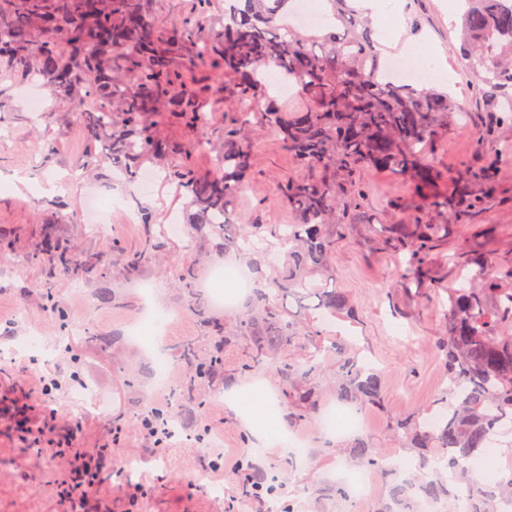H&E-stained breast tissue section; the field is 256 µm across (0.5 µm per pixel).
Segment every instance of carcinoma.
Listing matches in <instances>:
<instances>
[{"label":"carcinoma","mask_w":512,"mask_h":512,"mask_svg":"<svg viewBox=\"0 0 512 512\" xmlns=\"http://www.w3.org/2000/svg\"><path fill=\"white\" fill-rule=\"evenodd\" d=\"M158 0H0V74L36 75L52 94L49 120L82 126L86 140L112 157L114 178L136 181L141 161L164 165V177L186 198L196 233L216 241L224 253L249 260L261 272L265 259L245 224L231 221L230 208L250 175L254 142L247 116L262 106L264 124L274 132L307 175L278 185L273 197L297 214L288 224L285 269L273 280L259 275L241 317L229 329L209 314L197 289L195 265L175 270L188 305L198 317L200 335L184 337L176 357L183 372L172 386L174 403L152 406L139 421L169 426L204 410L211 387L225 382L224 347L241 350L243 373L275 364L289 418L307 424L318 410L325 364L332 362L336 396L346 404L381 405L377 372L346 342L338 341L317 320L350 309L348 297L314 284L309 277L332 276L330 259L336 239L332 224H365V191L360 171L371 167L410 180L417 199L414 221L423 230L412 240L398 226L379 230L382 243L411 252L401 276L424 279L423 255L434 241L448 236V225L435 224L432 213L444 212L465 224L494 192L495 162L466 166L446 194L436 191L438 172L424 162L420 145L448 127V116L463 111L448 93L417 88L385 78L370 25L348 7L347 0H327L343 31L305 36L286 26L293 0H236L224 12L217 43L198 35L211 0H191V11L177 31L164 36L150 17ZM461 49L491 112H512V8L498 0H463L458 26ZM274 67L282 80L296 85L309 101L286 112L265 89L264 68ZM222 72L224 103L241 114L240 126L220 141L207 136L200 106L198 77ZM172 106V113L197 133L192 142H170L152 134L151 118ZM215 152L217 171L199 176L187 157L200 146ZM162 247L151 236L123 258L128 271L138 270ZM30 259L88 281L111 263L107 253L75 256L58 240H34ZM483 281L495 282L496 265L479 254L471 259ZM466 275L448 294V335L440 341L446 357L448 388L440 409L429 418L398 419L393 432L405 448L427 452L424 471L403 478L396 467L366 441L352 446L353 463L378 469L389 484L390 498L381 512H421L427 505H448V512H498L512 500V475L490 480L472 472L471 462L488 449L490 435L512 428V288H476ZM492 291L493 307L482 301ZM443 462L448 477L430 466ZM254 470L242 483L239 498L249 502L272 496L275 478Z\"/></svg>","instance_id":"carcinoma-1"}]
</instances>
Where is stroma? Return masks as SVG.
<instances>
[{"label":"stroma","mask_w":512,"mask_h":512,"mask_svg":"<svg viewBox=\"0 0 512 512\" xmlns=\"http://www.w3.org/2000/svg\"><path fill=\"white\" fill-rule=\"evenodd\" d=\"M455 0H404L399 17L391 19L401 40L421 39L451 76L449 93L465 107L446 133L427 141L424 160L441 175L437 189L447 192L448 182L465 165L496 162V187L485 206L467 223L448 227L447 240L438 242L425 257L430 279L425 283L402 279L398 256L378 242L380 227L396 224L416 234L415 199L408 180L387 171L366 168L360 179L368 190L365 209L370 221L336 228L333 283L350 300V311L323 323L328 335L351 344L371 359L380 377L384 406L362 408L359 429L324 435L320 420L298 427L282 407L262 409L254 420L242 417L232 398L244 384L236 378L215 388L208 399L203 423L210 425L206 438H198V425H182V437L170 447H147L135 418L148 403L147 394L158 361H167L171 378L181 367L173 350L186 336L196 335L198 319L184 306L183 293L173 280L182 264L198 270L223 264L213 241L187 227L189 215L174 186L156 181L151 188L133 183L121 196H136L153 217L156 233L171 224H185L177 246H169L136 274L158 288L161 308L173 318L159 320L146 349L130 345L125 329L140 312V294L128 279L106 271L90 283L49 274L26 260V241L50 224L76 255L139 246L144 227L129 224L120 207L109 211L101 231L84 222L79 203L94 193L109 199L112 164L106 157L91 158V145L75 124L38 120L23 98L40 90L36 77L8 81L7 105L0 109V345L12 343L16 354L0 359V512H64L61 494L70 479V454L43 450L25 419L50 423L57 438H64L70 423L80 422L78 447L95 449L98 465L94 491L73 503V512H242L231 475L202 472L211 454L249 453L264 468H277L284 492L295 512H380L388 498V485L380 471L365 470L363 497L337 498L335 486L346 485L354 468L349 452L364 440L395 459L400 469L416 471L419 455L400 448L392 426L406 416H428L448 385L439 340L448 333V291L460 284V270L453 262L456 251L490 253L498 262L499 287L512 286V125H492L491 115L479 100L477 85L461 61ZM225 77L211 74L203 81L201 108L214 138L236 128L238 115L224 106ZM249 120L256 132L255 153L246 189L234 213L237 223L255 224V243L263 253L281 254L277 237L281 225L297 223V216L276 203L272 194L285 179L304 171L272 132L261 124L259 112ZM55 153L43 165L45 150ZM24 172L33 180L58 172L69 180L52 195L54 205L45 209L31 191H15L12 179ZM53 284L69 313L68 325L46 308L43 292ZM112 297L111 308L98 307L102 296ZM57 379L58 389L44 393L40 376ZM307 443L296 467H289L291 442ZM331 448H323V441ZM140 462L135 479H126L120 463ZM144 485V494L132 495V483Z\"/></svg>","instance_id":"1"}]
</instances>
